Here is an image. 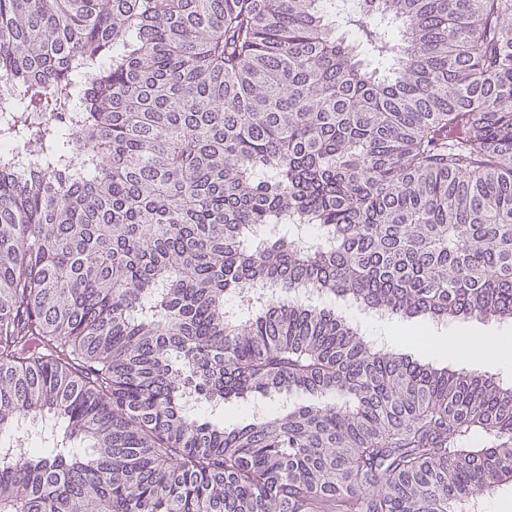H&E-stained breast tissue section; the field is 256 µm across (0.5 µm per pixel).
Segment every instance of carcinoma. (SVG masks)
<instances>
[{"label":"carcinoma","mask_w":512,"mask_h":512,"mask_svg":"<svg viewBox=\"0 0 512 512\" xmlns=\"http://www.w3.org/2000/svg\"><path fill=\"white\" fill-rule=\"evenodd\" d=\"M338 3L0 0V512L512 480V383L304 299L512 322V0Z\"/></svg>","instance_id":"carcinoma-1"}]
</instances>
